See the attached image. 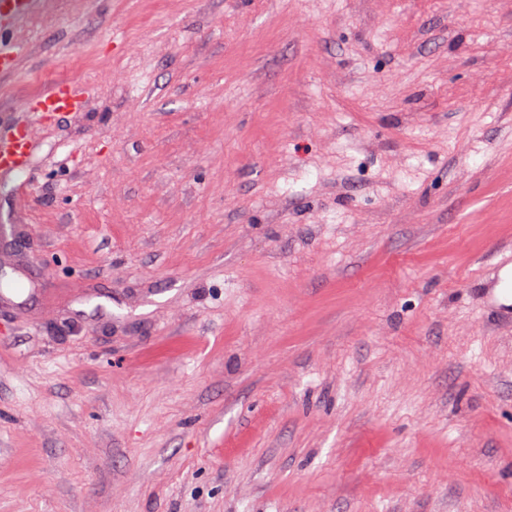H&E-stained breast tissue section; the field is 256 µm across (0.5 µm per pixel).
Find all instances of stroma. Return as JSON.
<instances>
[{"mask_svg":"<svg viewBox=\"0 0 512 512\" xmlns=\"http://www.w3.org/2000/svg\"><path fill=\"white\" fill-rule=\"evenodd\" d=\"M0 80V512H512V0H48ZM94 85L81 111L27 102ZM35 147L34 127L23 124L0 135V174H26Z\"/></svg>","mask_w":512,"mask_h":512,"instance_id":"stroma-1","label":"stroma"}]
</instances>
